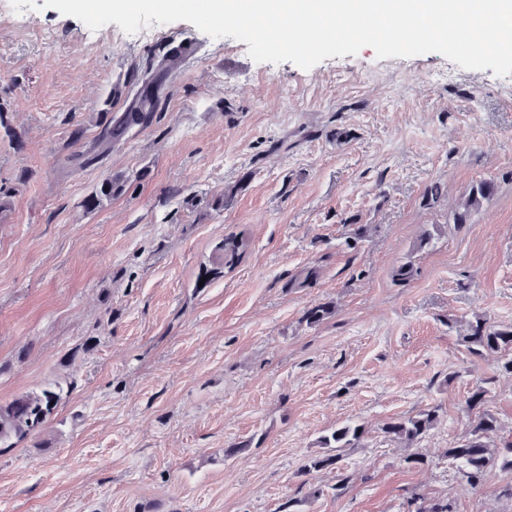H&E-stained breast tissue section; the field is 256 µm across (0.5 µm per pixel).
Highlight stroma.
Instances as JSON below:
<instances>
[{
  "label": "stroma",
  "mask_w": 512,
  "mask_h": 512,
  "mask_svg": "<svg viewBox=\"0 0 512 512\" xmlns=\"http://www.w3.org/2000/svg\"><path fill=\"white\" fill-rule=\"evenodd\" d=\"M35 2L20 21L0 0V402L66 389L41 432L0 448V512H409L417 496L512 512L511 474L474 485L443 455L479 386L512 439V375L461 341L474 315L512 323V75L369 47L258 63L186 21L95 35ZM186 35L201 50L152 121L96 155ZM110 174L124 193L89 206ZM481 180L493 195L455 228ZM238 233L248 251L210 275ZM323 302L333 316L302 323ZM433 406L413 447L385 439ZM346 423L363 447L299 475ZM438 407H429L413 415L386 422L382 431L390 440H397L410 447L422 439L437 423Z\"/></svg>",
  "instance_id": "1"
}]
</instances>
